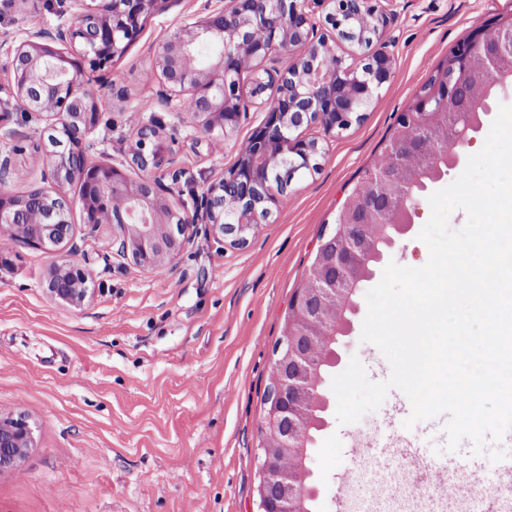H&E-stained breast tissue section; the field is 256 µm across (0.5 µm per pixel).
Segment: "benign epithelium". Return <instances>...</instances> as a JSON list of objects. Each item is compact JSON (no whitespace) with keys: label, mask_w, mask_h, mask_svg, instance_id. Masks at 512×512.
Returning a JSON list of instances; mask_svg holds the SVG:
<instances>
[{"label":"benign epithelium","mask_w":512,"mask_h":512,"mask_svg":"<svg viewBox=\"0 0 512 512\" xmlns=\"http://www.w3.org/2000/svg\"><path fill=\"white\" fill-rule=\"evenodd\" d=\"M170 2L58 0L61 13L72 11L74 18L53 33L33 32L9 50L12 82L0 96V123L21 106L53 118L56 135L45 147L48 172L43 179L54 188L35 184L23 195L6 191L11 157L0 153V224L10 238L53 254L47 293L74 307L90 296V272L64 251L73 236L72 184H80L84 223L96 227L112 214V257L139 269L172 262L191 241L190 225L200 219L218 226L232 237L231 243L243 245L288 193L293 178L317 167L319 141L302 136L300 128L317 125L326 134L348 129L362 118L393 70L391 17L382 0H217L219 5L204 19L174 32L155 52L166 105L184 110L192 102L195 125L212 139L232 135L251 104L261 106L265 116L246 149L202 196L198 212L191 217L174 213L164 199L169 188L155 177L172 163L161 127H138L124 168L88 164L84 146L86 134L100 122L98 101L84 89L86 73L112 66L137 40L147 19ZM316 6L324 7L330 26L321 35L313 18ZM345 44L357 49L358 61L346 63ZM492 45L497 55L485 65L487 88L508 96L512 72L500 70L497 60L504 53L512 55V14L474 30L399 115L389 148L397 171L408 170L414 144L430 132L444 131L443 152L451 151L459 160L467 156L475 124L459 109L468 106L474 56ZM202 48L211 50L212 63L188 67ZM243 58L252 72L246 93L240 85ZM127 167L140 172L137 181L128 179ZM389 177L388 171L365 173L373 191L353 189L327 234L336 243L335 253L326 258L325 244H320L310 286L298 289L292 299L294 318L288 319L276 345L271 392L265 399L253 512H306L299 487L313 410L322 402V372L331 347L351 332L350 319L342 316L329 324L320 307L336 295L351 301L359 288L353 270L381 259L380 237H388V247H394L423 201L409 198L403 222L381 224L379 235H373L375 219L391 205L384 192ZM117 196L129 206L113 214ZM37 431L23 413L0 416V473L18 468Z\"/></svg>","instance_id":"obj_1"}]
</instances>
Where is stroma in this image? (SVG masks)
Segmentation results:
<instances>
[{
	"label": "stroma",
	"instance_id": "obj_1",
	"mask_svg": "<svg viewBox=\"0 0 512 512\" xmlns=\"http://www.w3.org/2000/svg\"><path fill=\"white\" fill-rule=\"evenodd\" d=\"M214 6L172 0L114 60L106 80L91 72L85 82L101 111L86 137L88 162L120 163L136 125L158 123L183 170L166 203L189 215L264 118L249 112L210 148L189 114L159 101L157 44ZM392 8L390 78L347 130L303 129L319 140L317 168L292 182L245 245L197 223L171 264L142 271L106 251L111 225L88 226L73 206L66 250L89 270L93 291L75 308L47 293L50 254L0 235V414L23 412L39 427L19 471L0 474V512H251L275 346L322 237L419 89L472 31L511 14L512 0H394ZM59 22L56 0H0L1 84L9 77L7 48ZM49 124L43 114L14 113L11 125L28 141L7 180L13 194L40 182L47 164L39 145ZM358 307L338 366L355 357L370 380H385L390 366L361 341L367 304ZM327 419L311 460L317 512H341L347 475L361 466L382 492L384 512H400L403 460L368 462L367 448L401 436L426 461L449 454L441 416L407 429L385 403L352 424L339 425L332 409Z\"/></svg>",
	"mask_w": 512,
	"mask_h": 512
}]
</instances>
